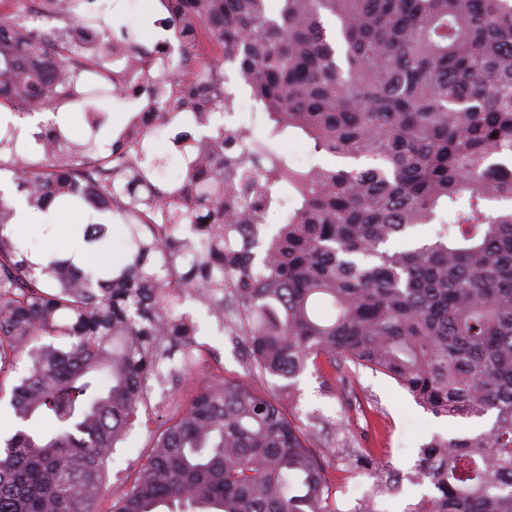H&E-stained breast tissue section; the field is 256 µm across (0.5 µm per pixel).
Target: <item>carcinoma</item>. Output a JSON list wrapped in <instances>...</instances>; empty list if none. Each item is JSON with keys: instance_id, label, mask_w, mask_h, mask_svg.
Listing matches in <instances>:
<instances>
[{"instance_id": "cac0c4a2", "label": "carcinoma", "mask_w": 512, "mask_h": 512, "mask_svg": "<svg viewBox=\"0 0 512 512\" xmlns=\"http://www.w3.org/2000/svg\"><path fill=\"white\" fill-rule=\"evenodd\" d=\"M0 15V512H96L109 461L151 382L195 366L188 299L242 338L248 372L293 379L320 360L395 380L434 417L493 416L435 434L408 480L409 512H512V0H158L181 48L114 31L100 0H36ZM236 72L264 136L224 127ZM97 76L133 103L106 133ZM84 107L88 133L15 120ZM168 134L169 156L153 147ZM331 157L295 166L276 143ZM82 208L74 244L31 260L17 207ZM281 213L271 228L267 215ZM124 222L120 258L112 217ZM433 227L420 239V226ZM50 337L40 346L32 342ZM49 420L54 430L36 434ZM350 470L379 469L346 423ZM377 475L348 512H376ZM219 502L220 512H343L303 423L250 383L217 381L152 434L112 512Z\"/></svg>"}]
</instances>
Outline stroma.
Wrapping results in <instances>:
<instances>
[{
  "label": "stroma",
  "mask_w": 512,
  "mask_h": 512,
  "mask_svg": "<svg viewBox=\"0 0 512 512\" xmlns=\"http://www.w3.org/2000/svg\"><path fill=\"white\" fill-rule=\"evenodd\" d=\"M107 21L112 27L128 25L140 42L154 40L156 29L155 0H105ZM199 326L196 339L216 353L218 364L203 372H191L181 381L166 388H153L151 402L161 400L163 394L173 396L169 410L185 403L193 390L213 383L218 377L235 381H248L249 376L239 363L227 336L207 316L200 303H185ZM290 415L303 418L312 411H320L333 419H345L350 429L364 434V446L377 455L383 466H391L406 473L418 459L419 447L433 434H475L486 429L491 417L471 419H444L434 417L420 407L405 390L391 378L352 365L332 367L326 362L308 367L297 379L293 398L282 401ZM161 423L159 410H152L149 422H138L122 448L116 449L110 468L115 476L109 489L98 503V512H108L114 498L123 494L126 484L124 473L136 468L148 452L151 431ZM314 448L330 464L332 475L341 487L340 504L349 512L373 485L375 476L370 472L347 471L335 458L336 439L329 430H316Z\"/></svg>",
  "instance_id": "35a3bbf8"
}]
</instances>
